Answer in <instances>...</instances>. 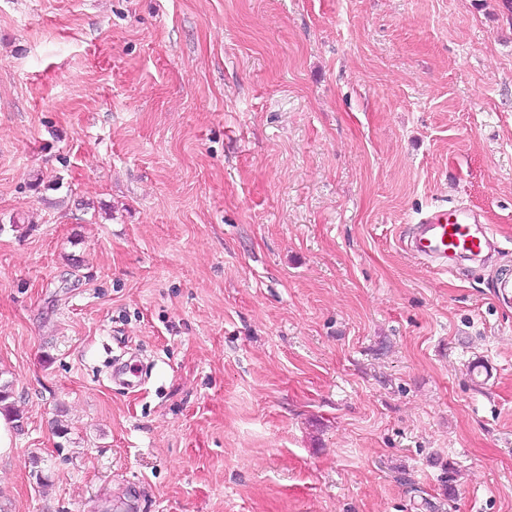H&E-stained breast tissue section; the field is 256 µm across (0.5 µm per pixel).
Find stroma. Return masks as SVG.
<instances>
[{"label":"stroma","mask_w":512,"mask_h":512,"mask_svg":"<svg viewBox=\"0 0 512 512\" xmlns=\"http://www.w3.org/2000/svg\"><path fill=\"white\" fill-rule=\"evenodd\" d=\"M506 272L505 0H0V512H512ZM475 222L461 206L428 211L410 229L407 249L448 273L459 259H476L488 248L487 234Z\"/></svg>","instance_id":"1"}]
</instances>
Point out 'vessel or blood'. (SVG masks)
Wrapping results in <instances>:
<instances>
[{
    "mask_svg": "<svg viewBox=\"0 0 512 512\" xmlns=\"http://www.w3.org/2000/svg\"><path fill=\"white\" fill-rule=\"evenodd\" d=\"M488 246L485 231L461 206L426 212L412 226L407 240L409 251L442 272L453 270L459 259L480 257Z\"/></svg>",
    "mask_w": 512,
    "mask_h": 512,
    "instance_id": "vessel-or-blood-1",
    "label": "vessel or blood"
}]
</instances>
